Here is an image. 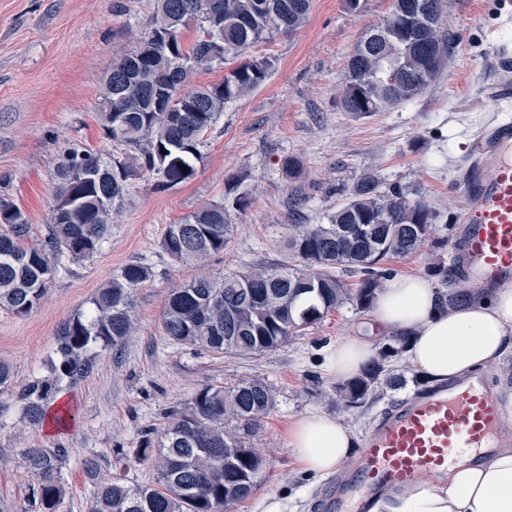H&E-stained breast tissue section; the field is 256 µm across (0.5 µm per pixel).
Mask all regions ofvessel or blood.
<instances>
[{
	"label": "vessel or blood",
	"instance_id": "vessel-or-blood-1",
	"mask_svg": "<svg viewBox=\"0 0 512 512\" xmlns=\"http://www.w3.org/2000/svg\"><path fill=\"white\" fill-rule=\"evenodd\" d=\"M472 155L479 174L462 184L464 226L450 245L452 266L496 287L512 286V123L478 137ZM512 441V418L486 378L471 375L413 395L386 413L365 436L356 461L343 465L322 502L367 512L382 495L444 475L462 454L488 458Z\"/></svg>",
	"mask_w": 512,
	"mask_h": 512
}]
</instances>
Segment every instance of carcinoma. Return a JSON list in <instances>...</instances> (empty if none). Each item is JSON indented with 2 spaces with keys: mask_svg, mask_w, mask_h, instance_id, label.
Here are the masks:
<instances>
[{
  "mask_svg": "<svg viewBox=\"0 0 512 512\" xmlns=\"http://www.w3.org/2000/svg\"><path fill=\"white\" fill-rule=\"evenodd\" d=\"M444 0H392L382 21L368 28L351 52L340 106L372 114L401 106L441 76L455 39L443 26ZM312 0H157L144 35L134 49L117 56L104 80L100 101L104 130L112 141L136 150L130 160H105L77 146L68 148L57 168L58 186L51 224L37 247L27 244L26 213L0 199V308L16 315L35 309L56 278L62 257L92 258L119 212L130 182L142 173L157 186L178 184L195 173L205 134L232 100L258 88L273 67L270 58L247 59L218 83L190 86V76L212 65L205 48L219 44L224 62L254 45L303 26ZM202 31L191 50L183 49L186 15ZM178 98L179 111L165 112L155 98ZM122 121V135L113 122ZM83 169L96 171L84 180ZM244 181L225 182L224 202L210 203L169 225L161 241L174 262L203 266L224 252L232 232L231 211L246 210ZM440 213L406 186H383L374 173L354 183L327 223L291 224L287 247L295 265L286 270L253 268L220 276L201 274L171 289L163 329L174 343L217 354L259 355L274 351L303 330L319 324L345 304L367 310L394 270L388 258L411 257L448 244L439 236ZM357 277L350 288L337 270ZM152 277L142 263L125 265L93 300L94 308L67 320L57 336L50 375L20 393L28 421L39 426L59 387L90 372L93 348L118 353L135 331L134 291ZM408 336H394L379 358L335 386L336 403L365 410L377 390L406 385L391 362ZM276 393L266 381L245 379L231 387L204 386L157 436L142 440L140 461L154 463L150 485L129 486L118 477L101 482L91 512H224L249 499L264 457L254 448ZM68 450L33 448L25 453L35 477L34 512H64L61 472Z\"/></svg>",
  "mask_w": 512,
  "mask_h": 512,
  "instance_id": "1",
  "label": "carcinoma"
}]
</instances>
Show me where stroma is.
Returning <instances> with one entry per match:
<instances>
[{"mask_svg":"<svg viewBox=\"0 0 512 512\" xmlns=\"http://www.w3.org/2000/svg\"><path fill=\"white\" fill-rule=\"evenodd\" d=\"M154 3L0 0V198L27 214L29 244H38L51 222L64 147L125 156L126 147L104 134L99 101L114 57L135 46ZM390 8L391 0H361L357 11L345 0H313L301 29L249 49L247 58L268 57L274 66L260 87L227 104L204 136L194 175L162 190L152 176H139L93 258L65 260L28 315L0 308V362L14 373L11 387L0 391V512L28 508L34 478L24 453L31 448L68 449L65 512H90L97 484L112 477L130 485L152 481L154 470L137 461L145 431L163 429L171 410L203 386L229 387L255 377L272 384L277 396L260 436L266 462L252 497L229 512H266L274 499L286 512H312L324 481L303 474L297 464L289 446L293 422L320 409L360 440L384 409L412 395L414 373L408 369L404 388L385 390L364 412L337 405L336 382L322 368L323 349L356 332L380 338L369 312L350 306L261 355H214L174 344L162 329L169 289L200 271L290 265L289 225L314 223L335 211L363 173H376L387 186L418 188L441 223L455 224L464 206L460 185L475 167L474 138L486 132L490 117L512 119V99L490 93L501 77L502 57H512V0H448L443 23L456 44L439 82L384 112L343 111L348 57ZM287 157L301 162L299 177L283 173ZM233 173L244 174L251 205L232 213L234 231L223 254L203 270L174 264L161 248L167 226L223 201ZM449 261L448 248H427L387 265L396 275H419L438 288L442 282L429 268ZM130 262L154 271L135 292V334L119 353L92 349L91 372L77 384H62L55 402L70 408L65 427L29 424L19 393L48 375L62 325L88 312L99 290ZM93 456L99 468L90 475L82 461Z\"/></svg>","mask_w":512,"mask_h":512,"instance_id":"stroma-1","label":"stroma"}]
</instances>
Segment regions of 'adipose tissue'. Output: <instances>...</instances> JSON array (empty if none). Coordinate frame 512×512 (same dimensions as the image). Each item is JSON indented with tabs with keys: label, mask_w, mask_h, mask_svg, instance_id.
I'll use <instances>...</instances> for the list:
<instances>
[{
	"label": "adipose tissue",
	"mask_w": 512,
	"mask_h": 512,
	"mask_svg": "<svg viewBox=\"0 0 512 512\" xmlns=\"http://www.w3.org/2000/svg\"><path fill=\"white\" fill-rule=\"evenodd\" d=\"M371 316L385 335L410 332L406 362L431 383L497 366L512 354V287L479 288L452 300L420 276L403 275L385 285ZM375 354L369 338L344 337L328 348L325 373L350 379ZM289 446L306 473L326 476L350 457L354 436L337 417L314 410L295 421ZM368 512H512V448L487 463L458 457L439 483L420 480L379 498Z\"/></svg>",
	"instance_id": "ef3b65f1"
}]
</instances>
